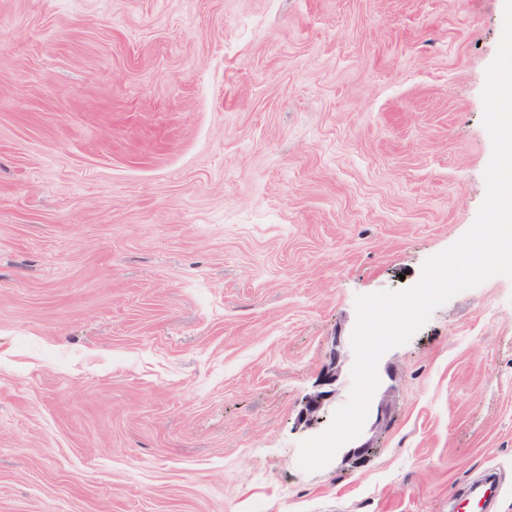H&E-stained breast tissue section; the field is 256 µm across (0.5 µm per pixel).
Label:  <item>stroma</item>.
<instances>
[{
  "mask_svg": "<svg viewBox=\"0 0 512 512\" xmlns=\"http://www.w3.org/2000/svg\"><path fill=\"white\" fill-rule=\"evenodd\" d=\"M504 0H0V512H512V279L377 368L298 463L355 298L485 197ZM339 373L336 350H331L328 362L323 366L319 382L314 393L310 394L300 412L298 422L312 428L320 423L326 412L330 399L335 394V386Z\"/></svg>",
  "mask_w": 512,
  "mask_h": 512,
  "instance_id": "1",
  "label": "stroma"
}]
</instances>
